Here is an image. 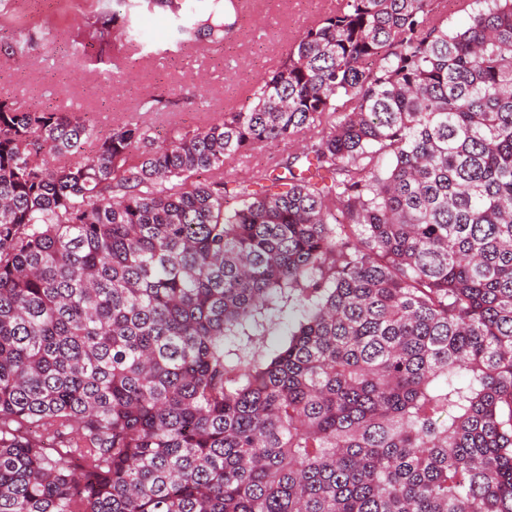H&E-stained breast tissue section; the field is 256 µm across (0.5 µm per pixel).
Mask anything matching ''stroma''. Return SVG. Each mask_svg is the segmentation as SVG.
I'll return each instance as SVG.
<instances>
[{"label": "stroma", "instance_id": "1", "mask_svg": "<svg viewBox=\"0 0 512 512\" xmlns=\"http://www.w3.org/2000/svg\"><path fill=\"white\" fill-rule=\"evenodd\" d=\"M238 26L223 44L183 42L178 22L154 0L127 10L122 0H0V92L15 108L75 112L100 134L135 120L156 143L204 126L240 106L246 90L278 68L307 27L335 11L336 0H238ZM129 16L139 43L118 47L88 35L101 12ZM29 33V49L8 47ZM161 95L157 112L143 100ZM307 135L247 152L227 163L224 179L247 181L303 149Z\"/></svg>", "mask_w": 512, "mask_h": 512}]
</instances>
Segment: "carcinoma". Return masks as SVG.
I'll use <instances>...</instances> for the list:
<instances>
[{
  "mask_svg": "<svg viewBox=\"0 0 512 512\" xmlns=\"http://www.w3.org/2000/svg\"><path fill=\"white\" fill-rule=\"evenodd\" d=\"M455 3L342 0L160 146L0 98V512H512V0ZM308 134L299 135L290 140L257 148L247 152L242 157L226 163L224 166V182H229V188L234 181H249L259 172L285 160L288 155L303 149L308 143ZM296 317L297 313L288 309V313H284L280 318L275 317L273 319L267 326L265 337L260 344L259 353L261 355L276 350L285 343L289 329H291Z\"/></svg>",
  "mask_w": 512,
  "mask_h": 512,
  "instance_id": "cac0c4a2",
  "label": "carcinoma"
}]
</instances>
